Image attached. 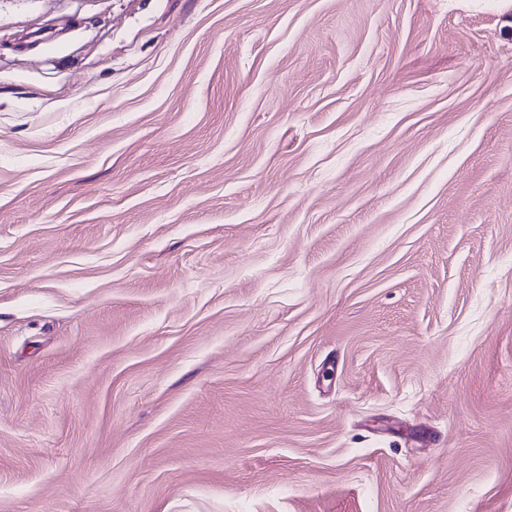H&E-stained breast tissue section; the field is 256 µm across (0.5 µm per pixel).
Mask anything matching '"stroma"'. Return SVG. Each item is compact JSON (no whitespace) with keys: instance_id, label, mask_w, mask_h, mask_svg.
<instances>
[{"instance_id":"stroma-1","label":"stroma","mask_w":512,"mask_h":512,"mask_svg":"<svg viewBox=\"0 0 512 512\" xmlns=\"http://www.w3.org/2000/svg\"><path fill=\"white\" fill-rule=\"evenodd\" d=\"M0 512H512V0H0Z\"/></svg>"}]
</instances>
